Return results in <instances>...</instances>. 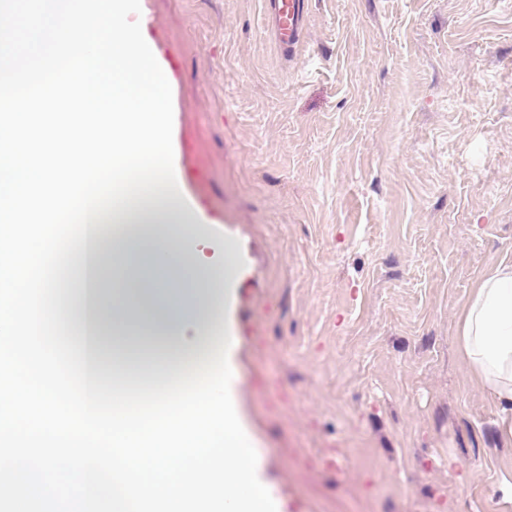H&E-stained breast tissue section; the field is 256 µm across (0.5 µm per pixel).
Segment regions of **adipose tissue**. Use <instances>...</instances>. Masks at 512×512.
I'll use <instances>...</instances> for the list:
<instances>
[{
  "mask_svg": "<svg viewBox=\"0 0 512 512\" xmlns=\"http://www.w3.org/2000/svg\"><path fill=\"white\" fill-rule=\"evenodd\" d=\"M126 225L121 245L88 229L86 246L69 276L71 307L93 328L88 372L104 352L127 368L142 369L132 343L155 346L153 366L168 367L170 348H194L213 332L231 297L224 286L235 260L218 250L202 218L182 195L167 191L113 212ZM461 352L490 395L512 404V262L478 280L459 325Z\"/></svg>",
  "mask_w": 512,
  "mask_h": 512,
  "instance_id": "obj_1",
  "label": "adipose tissue"
}]
</instances>
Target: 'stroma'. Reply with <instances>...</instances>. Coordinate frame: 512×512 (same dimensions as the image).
Returning <instances> with one entry per match:
<instances>
[{"label": "stroma", "instance_id": "stroma-1", "mask_svg": "<svg viewBox=\"0 0 512 512\" xmlns=\"http://www.w3.org/2000/svg\"><path fill=\"white\" fill-rule=\"evenodd\" d=\"M141 2L283 512H512V409L458 342L512 261V0H310L287 57L262 0Z\"/></svg>", "mask_w": 512, "mask_h": 512}]
</instances>
